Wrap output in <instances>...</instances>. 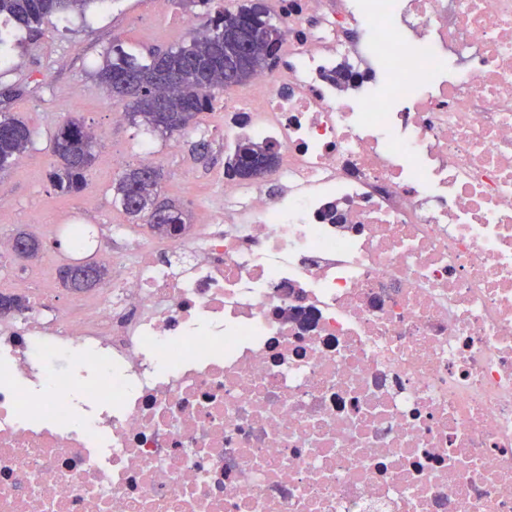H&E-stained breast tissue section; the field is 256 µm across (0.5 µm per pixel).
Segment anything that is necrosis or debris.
Returning <instances> with one entry per match:
<instances>
[{
  "label": "necrosis or debris",
  "instance_id": "necrosis-or-debris-1",
  "mask_svg": "<svg viewBox=\"0 0 512 512\" xmlns=\"http://www.w3.org/2000/svg\"><path fill=\"white\" fill-rule=\"evenodd\" d=\"M279 15L224 104L276 165L94 296L14 281L0 512H512V0Z\"/></svg>",
  "mask_w": 512,
  "mask_h": 512
}]
</instances>
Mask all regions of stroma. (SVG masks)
Returning a JSON list of instances; mask_svg holds the SVG:
<instances>
[{
	"mask_svg": "<svg viewBox=\"0 0 512 512\" xmlns=\"http://www.w3.org/2000/svg\"><path fill=\"white\" fill-rule=\"evenodd\" d=\"M208 23L206 11L191 0H172L165 13L156 10L154 0H107L83 13L47 15L35 33L0 18V31L8 35V61L0 66V115L20 118L33 132L24 154L0 172V236L23 231L41 243L34 259L0 258V293L10 294L14 279L31 274L34 287L54 288L61 298L71 297L57 276L53 225H111L115 236L106 246L117 251L128 241L149 236L147 225L129 223L112 191L119 175L113 155H121L125 167L137 166L143 142L154 145L152 165L163 174V196L180 206L187 223H195L198 204L224 178V103L235 97V90L217 93L212 108L198 115L173 149L168 139L132 123L124 103L109 98L95 73L112 58L115 47L145 62L151 52L187 42ZM73 117L95 131L97 159L85 189L62 196L47 173L54 162L53 136ZM202 140L209 144L203 156L193 150ZM41 213L47 217L43 225L35 221Z\"/></svg>",
	"mask_w": 512,
	"mask_h": 512,
	"instance_id": "obj_1",
	"label": "stroma"
}]
</instances>
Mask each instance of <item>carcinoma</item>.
I'll use <instances>...</instances> for the list:
<instances>
[{"instance_id": "obj_1", "label": "carcinoma", "mask_w": 512, "mask_h": 512, "mask_svg": "<svg viewBox=\"0 0 512 512\" xmlns=\"http://www.w3.org/2000/svg\"><path fill=\"white\" fill-rule=\"evenodd\" d=\"M107 0H0V17L5 16L30 31H36L43 17L51 12L61 15L83 11ZM285 40L283 28L271 21L268 8L259 0L231 12L219 9L210 19V27L194 34L187 44L151 54L140 63L121 48L116 58L95 74L114 98L127 102L128 118L140 121L163 137L182 133L196 115L212 107L214 91L251 81L257 74L272 68ZM31 142L26 123L14 116L0 118V171L7 170ZM96 140L84 122L76 117L67 120L56 132L52 152L57 165L48 173L55 190L75 195L83 190L87 173L96 160ZM272 149L250 137L238 140L224 162V177L242 180L254 167L257 158ZM161 174L144 166L124 170L116 181V200L132 220L144 217L138 207V192L152 187L159 196ZM65 287L74 291L90 288L104 278L59 272Z\"/></svg>"}]
</instances>
